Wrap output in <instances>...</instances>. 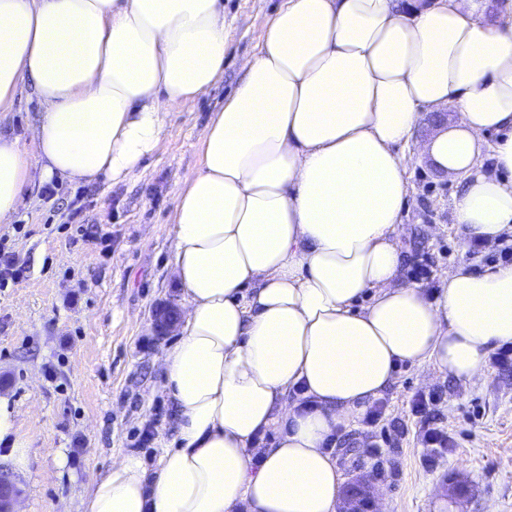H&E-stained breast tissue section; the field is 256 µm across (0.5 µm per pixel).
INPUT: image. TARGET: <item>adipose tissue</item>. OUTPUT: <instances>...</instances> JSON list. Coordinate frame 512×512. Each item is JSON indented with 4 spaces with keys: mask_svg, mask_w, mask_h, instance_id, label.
<instances>
[{
    "mask_svg": "<svg viewBox=\"0 0 512 512\" xmlns=\"http://www.w3.org/2000/svg\"><path fill=\"white\" fill-rule=\"evenodd\" d=\"M229 28L224 0H0V112L25 79L43 107L36 153L0 134V224L36 182L125 180L223 75ZM241 70L174 198L176 444L114 459L85 512H337L325 444L400 365L470 382L512 344V264L400 280L422 161L458 181L462 249L512 234V0H281ZM443 112V119H436L433 112H423L422 120L415 130L414 139L429 137L438 131L443 122L450 125L458 119V109L454 105H448Z\"/></svg>",
    "mask_w": 512,
    "mask_h": 512,
    "instance_id": "1",
    "label": "adipose tissue"
}]
</instances>
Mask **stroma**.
Listing matches in <instances>:
<instances>
[{
  "label": "stroma",
  "instance_id": "stroma-1",
  "mask_svg": "<svg viewBox=\"0 0 512 512\" xmlns=\"http://www.w3.org/2000/svg\"><path fill=\"white\" fill-rule=\"evenodd\" d=\"M279 0H224L235 18L224 50V74L188 111L173 113L155 152L125 182L85 187L57 181L54 199L31 187L28 208L0 224V246L22 272L0 287V391L16 412L23 459L0 444L23 491L18 512H83L97 475L113 459L137 453L156 467L160 446L176 434L174 408L160 393L157 359L173 331L158 332L159 309L178 313L173 199L199 163L212 112L240 80V59L254 51ZM42 106L22 84L0 132L26 138ZM409 208L401 245L408 260H423L440 281L459 266L482 270L492 252H461L451 220L455 178L421 163L409 176ZM86 190V206L70 224L60 207ZM440 388L433 419L448 432V450L433 456L416 438L409 401ZM387 420L406 423L404 440L383 447L381 464L362 457L375 430L364 423L339 430L333 456L344 477H370L390 512H434L433 491L463 512H512V361L489 366L461 383L430 365H403L385 392ZM435 465H427L428 457Z\"/></svg>",
  "mask_w": 512,
  "mask_h": 512
}]
</instances>
